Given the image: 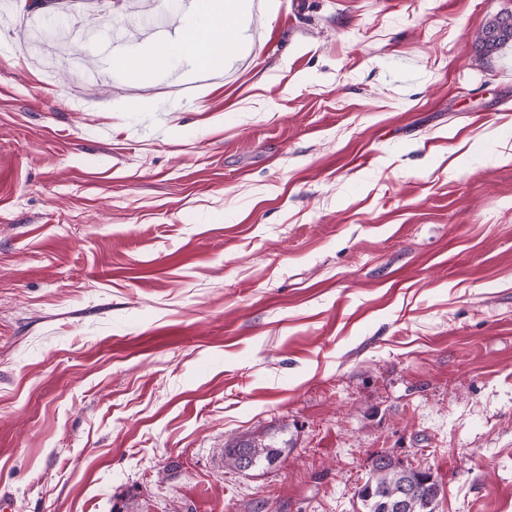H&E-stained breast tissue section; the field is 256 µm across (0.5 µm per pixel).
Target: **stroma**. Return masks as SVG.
<instances>
[{
  "label": "stroma",
  "mask_w": 512,
  "mask_h": 512,
  "mask_svg": "<svg viewBox=\"0 0 512 512\" xmlns=\"http://www.w3.org/2000/svg\"><path fill=\"white\" fill-rule=\"evenodd\" d=\"M0 0V501L512 512V0H258L183 83L152 0ZM136 102L152 111H136ZM267 435L278 466H224ZM378 458L354 493L361 512H434L441 487L430 472L401 467L388 456Z\"/></svg>",
  "instance_id": "obj_1"
}]
</instances>
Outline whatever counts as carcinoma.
<instances>
[{
	"instance_id": "1",
	"label": "carcinoma",
	"mask_w": 512,
	"mask_h": 512,
	"mask_svg": "<svg viewBox=\"0 0 512 512\" xmlns=\"http://www.w3.org/2000/svg\"><path fill=\"white\" fill-rule=\"evenodd\" d=\"M496 24L491 21L479 32L478 42L491 52L512 43V33L489 40L487 29ZM284 449L263 436L236 437L224 442V466L242 471V463L251 468H272L281 462ZM441 487L426 470L404 468L390 457L375 459L363 484L355 490L362 512H433V503Z\"/></svg>"
}]
</instances>
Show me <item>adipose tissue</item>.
Returning a JSON list of instances; mask_svg holds the SVG:
<instances>
[{"label": "adipose tissue", "instance_id": "ef3b65f1", "mask_svg": "<svg viewBox=\"0 0 512 512\" xmlns=\"http://www.w3.org/2000/svg\"><path fill=\"white\" fill-rule=\"evenodd\" d=\"M244 8L243 0H196L192 15L183 24L178 40L154 42L112 59L114 70L131 75L164 69L171 58L183 56L191 72L204 70L224 52V24Z\"/></svg>", "mask_w": 512, "mask_h": 512}]
</instances>
